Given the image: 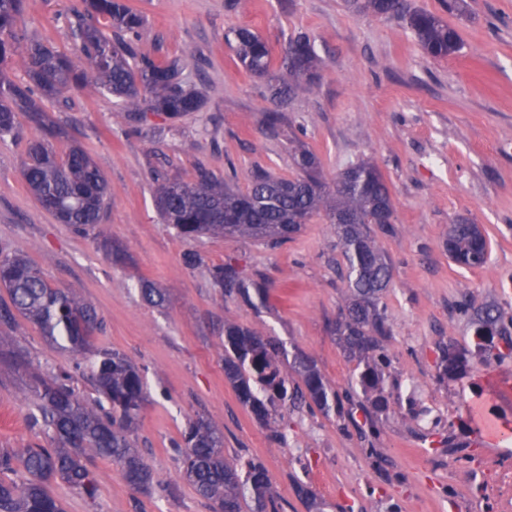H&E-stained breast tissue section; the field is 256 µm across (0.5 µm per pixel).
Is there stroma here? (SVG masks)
Segmentation results:
<instances>
[{
    "label": "stroma",
    "instance_id": "obj_1",
    "mask_svg": "<svg viewBox=\"0 0 512 512\" xmlns=\"http://www.w3.org/2000/svg\"><path fill=\"white\" fill-rule=\"evenodd\" d=\"M129 2L146 17L138 54L179 59L204 93V109L174 123L154 115L131 121L122 101L96 85L46 104L69 130L55 150L84 148L111 188L102 230L84 235L57 223L29 193L21 166L38 130L20 117L17 135L0 138V243L25 255L53 287L91 305L101 322L93 346L123 352L141 370L147 401L130 440L160 486L137 491L120 466L97 458L94 498L59 480L49 493L63 512H213L182 477L172 448L200 414L223 433L228 459L264 463L277 512H388L393 505L443 512L462 491L449 481L448 465L464 464L467 449L480 447L483 419L512 430V360L487 363L472 353L473 332L456 309L466 301L512 312V0H466L461 16L448 13L443 0H412L458 31L462 48L444 59L427 56L405 25L355 13L347 0ZM84 15L83 0H25L16 29L76 57L72 29ZM238 27L251 28L277 53L298 32L314 44L319 78L296 91L278 133L262 122L271 106L264 82L242 69L225 42ZM295 138L329 177L373 161L393 196L394 232L377 236L393 266L381 298L392 325L384 370L392 405L376 414L379 434L370 441L348 419L305 406H271L275 424L266 426L224 378L230 320L313 360L333 391L354 390L358 360L333 332L347 289L326 217L314 216L293 240L269 248L230 237L185 240L155 204L160 174L192 181L203 169L232 177L242 191L258 167L291 177ZM460 216L490 240L482 268L458 267L444 248ZM102 234L124 262L104 257ZM190 249L202 258L193 268L182 263ZM229 260L246 276L266 279L263 305L222 297L210 270ZM144 280L164 291L163 305L144 300ZM442 341L469 350L465 377L437 381ZM4 345L21 362L0 366V451L49 445L33 424L38 409L28 378L70 370L76 358L22 317ZM415 408L420 417H412ZM447 438L452 447L444 446ZM372 448L381 466L369 457ZM300 484L310 499L298 497Z\"/></svg>",
    "mask_w": 512,
    "mask_h": 512
}]
</instances>
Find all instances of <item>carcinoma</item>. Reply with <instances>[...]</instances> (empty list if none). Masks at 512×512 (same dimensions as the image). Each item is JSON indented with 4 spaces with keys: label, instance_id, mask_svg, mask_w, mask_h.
Returning a JSON list of instances; mask_svg holds the SVG:
<instances>
[{
    "label": "carcinoma",
    "instance_id": "obj_1",
    "mask_svg": "<svg viewBox=\"0 0 512 512\" xmlns=\"http://www.w3.org/2000/svg\"><path fill=\"white\" fill-rule=\"evenodd\" d=\"M87 16L109 20L111 37L98 26H78L83 61L31 40L17 50L15 25L24 0H0V71L18 63L26 79L13 82L0 77V136L13 132L18 115L28 116L41 136L30 142L22 162V177L40 205L60 223L85 233L102 223L110 187L90 155L74 146L58 156L49 142L66 135L45 118L44 105L59 100L65 91L89 84L101 86L120 99L128 116L142 119L151 113L175 120L204 105L202 92L182 77L179 60L156 62L137 57L134 39L145 23L142 13L126 0H84ZM356 11L405 24L422 49L433 58H445L461 50L457 30L440 17L418 9L410 0H348ZM243 68L266 81L271 100L279 105L295 94L301 82L313 84L318 58L310 38L298 34L282 48L274 66L269 44L256 32L240 27L226 36ZM296 174L291 178L256 172L246 191H235L206 171L193 182L163 179L156 197L157 209L186 240L202 236L238 237L276 247L297 234L302 224L323 212L336 232V248L346 266L341 275L348 284L345 309L336 319L334 332L349 354L365 361L359 386L375 393L373 411L389 408L382 367L388 363L386 342L391 324L380 299L390 286L392 267L377 243L376 231H394L392 223H378L388 210L394 218L389 187L378 167L369 161L348 165L327 180L317 157L303 148L292 154ZM452 241L449 258L463 268H481L488 260L489 244L481 227L467 218L448 226ZM215 284L226 297L247 305L264 299L267 288L260 280L246 281L232 261L211 269ZM0 287L9 302L0 304V333L10 331L22 316L40 327L44 336L74 352L90 346L97 327L95 310L71 293L54 288L21 253L0 244ZM459 312L474 328L475 352L500 362L512 357V316L494 304L469 316L462 303ZM224 376L240 402L258 420L269 423L266 403L279 400L296 407L310 400L325 414L353 417L351 395L340 397L329 389L316 364L294 357L302 385L288 386L280 369L287 353L273 341L234 322L224 323ZM90 384L94 396L76 392L74 377L64 371L50 379L32 374L29 390L40 405L39 423L51 432L53 445H29L0 454V472L21 466L27 475L18 484L0 479V512H63L47 492V484L61 479L86 496L97 491L98 475L88 466L96 458L119 464L126 482L149 491L157 482L129 439L147 399L139 369L117 350L96 351ZM468 372L466 351L453 344L438 346L437 379H456ZM174 448L181 472L197 493L221 512H242L245 501L252 512L275 509L271 482L264 464L251 459L239 467L224 456V434L204 417L189 421Z\"/></svg>",
    "mask_w": 512,
    "mask_h": 512
}]
</instances>
